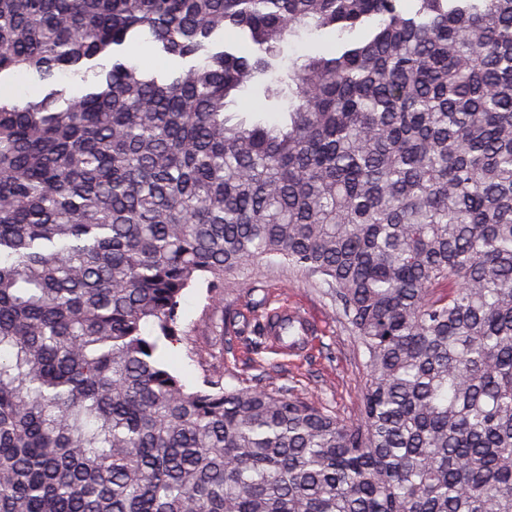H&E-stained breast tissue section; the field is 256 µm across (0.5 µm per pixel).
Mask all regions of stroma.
<instances>
[{
    "instance_id": "35a3bbf8",
    "label": "stroma",
    "mask_w": 512,
    "mask_h": 512,
    "mask_svg": "<svg viewBox=\"0 0 512 512\" xmlns=\"http://www.w3.org/2000/svg\"><path fill=\"white\" fill-rule=\"evenodd\" d=\"M221 295L212 302L200 285L184 297V334L164 355L187 384L210 378L227 388L285 386L341 419L355 417L364 357L321 287L272 258L225 277ZM255 300L268 309L283 302L305 309L313 320L311 347L296 356L260 350L242 320Z\"/></svg>"
}]
</instances>
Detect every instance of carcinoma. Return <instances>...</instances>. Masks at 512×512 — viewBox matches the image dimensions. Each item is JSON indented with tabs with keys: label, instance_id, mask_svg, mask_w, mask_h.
<instances>
[{
	"label": "carcinoma",
	"instance_id": "cac0c4a2",
	"mask_svg": "<svg viewBox=\"0 0 512 512\" xmlns=\"http://www.w3.org/2000/svg\"><path fill=\"white\" fill-rule=\"evenodd\" d=\"M404 2L0 0L47 84L0 86V512H512V0ZM270 257L363 350L356 418L162 359ZM336 42V34L332 31L304 32L299 38H293L284 44L283 63L288 66L289 59L302 54H312L326 50Z\"/></svg>",
	"mask_w": 512,
	"mask_h": 512
}]
</instances>
